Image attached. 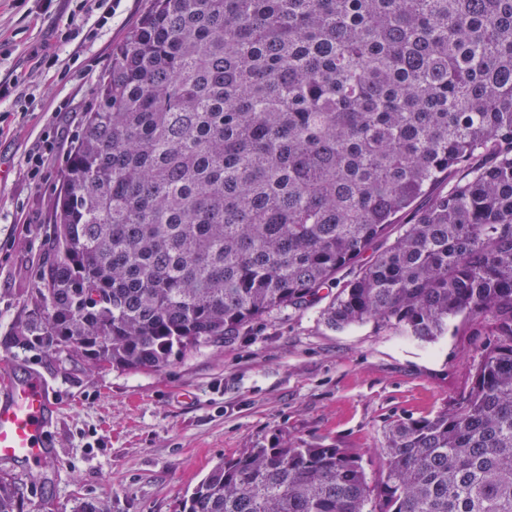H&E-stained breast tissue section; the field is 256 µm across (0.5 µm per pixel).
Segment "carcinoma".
<instances>
[{
	"instance_id": "carcinoma-1",
	"label": "carcinoma",
	"mask_w": 512,
	"mask_h": 512,
	"mask_svg": "<svg viewBox=\"0 0 512 512\" xmlns=\"http://www.w3.org/2000/svg\"><path fill=\"white\" fill-rule=\"evenodd\" d=\"M396 225L327 323L432 342L482 316L470 389L391 422L374 481L358 448L281 435L180 512H512V0H150L70 150L13 335L159 371L315 305ZM33 507L1 472L0 512Z\"/></svg>"
}]
</instances>
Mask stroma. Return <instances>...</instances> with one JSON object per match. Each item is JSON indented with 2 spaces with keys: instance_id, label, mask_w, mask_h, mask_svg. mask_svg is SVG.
I'll use <instances>...</instances> for the list:
<instances>
[{
  "instance_id": "1",
  "label": "stroma",
  "mask_w": 512,
  "mask_h": 512,
  "mask_svg": "<svg viewBox=\"0 0 512 512\" xmlns=\"http://www.w3.org/2000/svg\"><path fill=\"white\" fill-rule=\"evenodd\" d=\"M15 6L0 0V81H17L20 100L0 103V363L35 372L60 404L50 432L56 456L34 501L73 512L84 499L110 512H176L223 458L279 433L307 442L361 448L376 475V450L392 419L418 418L455 403L471 382L490 324L457 319L447 336L420 342L368 321L329 326L324 303L285 309L233 340L187 353L159 371L96 368L19 345L13 322L29 306L37 272L50 256L55 199L73 142L96 103L112 53L149 0H117L94 38L60 43L76 0ZM58 53L64 77L38 67L33 48ZM53 139L45 178L31 182L24 154Z\"/></svg>"
}]
</instances>
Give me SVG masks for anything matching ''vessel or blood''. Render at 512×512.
<instances>
[{
    "label": "vessel or blood",
    "instance_id": "b4317fda",
    "mask_svg": "<svg viewBox=\"0 0 512 512\" xmlns=\"http://www.w3.org/2000/svg\"><path fill=\"white\" fill-rule=\"evenodd\" d=\"M59 409L40 377L0 368V464L42 467L53 454L48 431Z\"/></svg>",
    "mask_w": 512,
    "mask_h": 512
}]
</instances>
